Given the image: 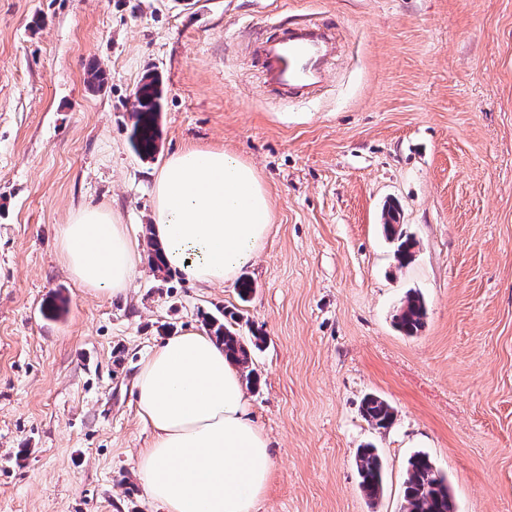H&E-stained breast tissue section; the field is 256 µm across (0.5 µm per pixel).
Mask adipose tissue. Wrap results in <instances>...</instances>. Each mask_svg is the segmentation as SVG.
<instances>
[{
	"label": "adipose tissue",
	"instance_id": "adipose-tissue-1",
	"mask_svg": "<svg viewBox=\"0 0 512 512\" xmlns=\"http://www.w3.org/2000/svg\"><path fill=\"white\" fill-rule=\"evenodd\" d=\"M153 197L151 230L165 267L193 284L234 280L262 251L271 228L269 197L255 168L221 149L172 154ZM60 243L83 287L108 298L125 295L140 252L110 211L77 212ZM135 399L151 430L136 457L148 498L165 512H256L275 460L222 345L195 328L168 337L142 363Z\"/></svg>",
	"mask_w": 512,
	"mask_h": 512
}]
</instances>
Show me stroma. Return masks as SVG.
<instances>
[{
	"label": "stroma",
	"instance_id": "obj_1",
	"mask_svg": "<svg viewBox=\"0 0 512 512\" xmlns=\"http://www.w3.org/2000/svg\"><path fill=\"white\" fill-rule=\"evenodd\" d=\"M274 18L334 24L310 99L281 102L251 60ZM147 73L163 100L143 160L129 130ZM188 148L237 155L269 191L248 301L147 258L154 180ZM388 202L417 242L404 266ZM93 207L138 241L126 296L81 287L62 258L63 224ZM411 290L428 310L415 336L394 323ZM222 311L264 339L247 392L275 457L259 512H400L418 451L457 512H512V0H0V512H163L134 472L150 436L135 378ZM370 395L389 428L363 419ZM368 445L374 502L355 467ZM362 411L365 419L379 429L388 428L394 419V409L388 402L377 396L368 397ZM355 464L361 491L368 500H378L384 492V475L382 462L375 448H362Z\"/></svg>",
	"mask_w": 512,
	"mask_h": 512
}]
</instances>
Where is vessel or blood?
<instances>
[{
  "label": "vessel or blood",
  "instance_id": "obj_1",
  "mask_svg": "<svg viewBox=\"0 0 512 512\" xmlns=\"http://www.w3.org/2000/svg\"><path fill=\"white\" fill-rule=\"evenodd\" d=\"M331 24L305 20L277 25L272 34L257 38L253 60L266 83L284 100L316 94L327 80V65L335 52Z\"/></svg>",
  "mask_w": 512,
  "mask_h": 512
}]
</instances>
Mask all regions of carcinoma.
Segmentation results:
<instances>
[{
    "mask_svg": "<svg viewBox=\"0 0 512 512\" xmlns=\"http://www.w3.org/2000/svg\"><path fill=\"white\" fill-rule=\"evenodd\" d=\"M163 91L159 79L145 76L137 89L135 109L131 112L132 128L130 143L140 156L151 157L158 150V115L161 112ZM384 233L395 242V258L404 266L413 260L417 242L405 234L400 224L399 210L390 206L384 214ZM427 307L420 293H409L399 307L395 322L407 336L417 335L426 324ZM206 325L210 335L222 345L225 354L231 357L241 370L242 380L249 388L256 386L257 376L252 368L250 348L237 335L226 315L211 316ZM365 419L374 427L385 429L394 419V409L385 400L371 396L362 407ZM359 486L366 498L378 500L384 492L383 466L379 455L372 447L363 448L356 457ZM403 512H455L454 497L444 474L425 453L418 451L408 461L403 491Z\"/></svg>",
    "mask_w": 512,
    "mask_h": 512,
    "instance_id": "obj_1",
    "label": "carcinoma"
}]
</instances>
